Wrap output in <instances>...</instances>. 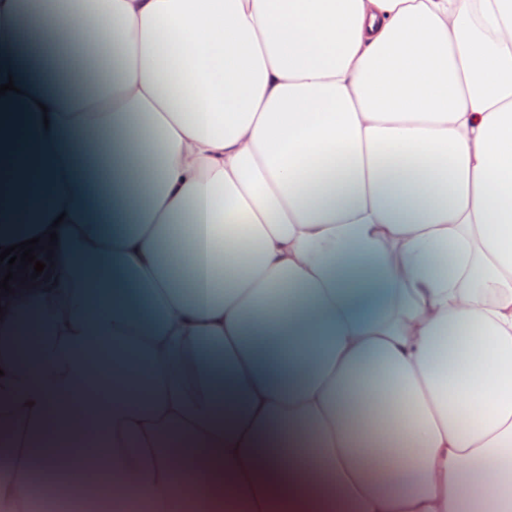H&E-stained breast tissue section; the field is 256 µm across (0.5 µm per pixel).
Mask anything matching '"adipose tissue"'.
I'll return each instance as SVG.
<instances>
[{
  "label": "adipose tissue",
  "mask_w": 512,
  "mask_h": 512,
  "mask_svg": "<svg viewBox=\"0 0 512 512\" xmlns=\"http://www.w3.org/2000/svg\"><path fill=\"white\" fill-rule=\"evenodd\" d=\"M25 29L77 55L0 65V247L58 234L0 296V512L512 506V0H0Z\"/></svg>",
  "instance_id": "adipose-tissue-1"
}]
</instances>
